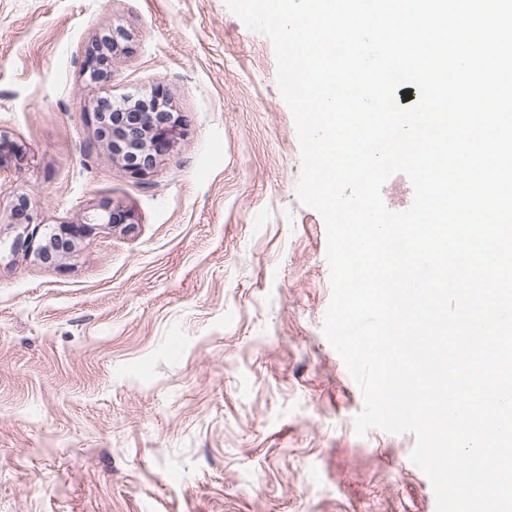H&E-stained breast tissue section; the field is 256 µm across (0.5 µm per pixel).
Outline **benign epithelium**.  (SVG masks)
<instances>
[{
    "instance_id": "7a95c632",
    "label": "benign epithelium",
    "mask_w": 512,
    "mask_h": 512,
    "mask_svg": "<svg viewBox=\"0 0 512 512\" xmlns=\"http://www.w3.org/2000/svg\"><path fill=\"white\" fill-rule=\"evenodd\" d=\"M131 35L122 27L112 36L98 39L84 53L81 74L89 84L104 81L112 71V60L128 52ZM95 126V137L112 145V159L119 161L131 177L140 179L150 172L158 157L173 146L182 115L173 113L167 91L157 86L143 99L126 96L118 102L105 97L83 107ZM19 146L0 139V169L20 158ZM9 224L16 235L9 244L13 254L33 255L44 263H55L73 254L86 238L105 229L134 228L135 212L121 203L102 201L87 209L76 222L51 225L35 221L30 201L20 197L10 212Z\"/></svg>"
}]
</instances>
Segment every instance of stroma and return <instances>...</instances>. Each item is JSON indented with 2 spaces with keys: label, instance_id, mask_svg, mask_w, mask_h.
Returning <instances> with one entry per match:
<instances>
[{
  "label": "stroma",
  "instance_id": "stroma-1",
  "mask_svg": "<svg viewBox=\"0 0 512 512\" xmlns=\"http://www.w3.org/2000/svg\"><path fill=\"white\" fill-rule=\"evenodd\" d=\"M133 39L90 84L82 52ZM164 86L184 122L130 177L82 112ZM0 240L114 199L131 231L57 263L0 252V512H436L413 434L357 435L323 334V217L296 195L272 42L224 0H0Z\"/></svg>",
  "mask_w": 512,
  "mask_h": 512
}]
</instances>
